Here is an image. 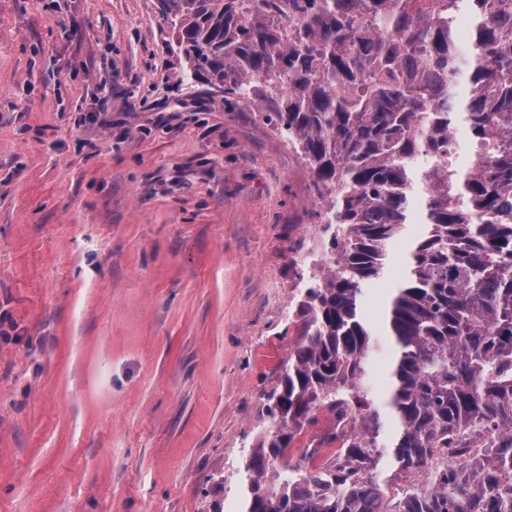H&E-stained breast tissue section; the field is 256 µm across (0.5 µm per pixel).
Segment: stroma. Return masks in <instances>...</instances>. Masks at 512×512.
Returning a JSON list of instances; mask_svg holds the SVG:
<instances>
[{"label":"stroma","mask_w":512,"mask_h":512,"mask_svg":"<svg viewBox=\"0 0 512 512\" xmlns=\"http://www.w3.org/2000/svg\"><path fill=\"white\" fill-rule=\"evenodd\" d=\"M156 5L0 0V512H238L324 267L307 164Z\"/></svg>","instance_id":"1"}]
</instances>
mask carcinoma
I'll return each instance as SVG.
<instances>
[{"label":"carcinoma","instance_id":"1","mask_svg":"<svg viewBox=\"0 0 512 512\" xmlns=\"http://www.w3.org/2000/svg\"><path fill=\"white\" fill-rule=\"evenodd\" d=\"M185 62L224 100L260 109L303 156L337 226L309 318L268 395L241 474V512H512V0H159ZM471 23L462 56L456 15ZM486 153L464 171L448 134ZM387 308L395 348L381 413L364 286L407 237ZM326 408L352 421L336 461L285 460ZM486 451L428 470L459 437ZM409 480L374 479L382 464Z\"/></svg>","mask_w":512,"mask_h":512}]
</instances>
